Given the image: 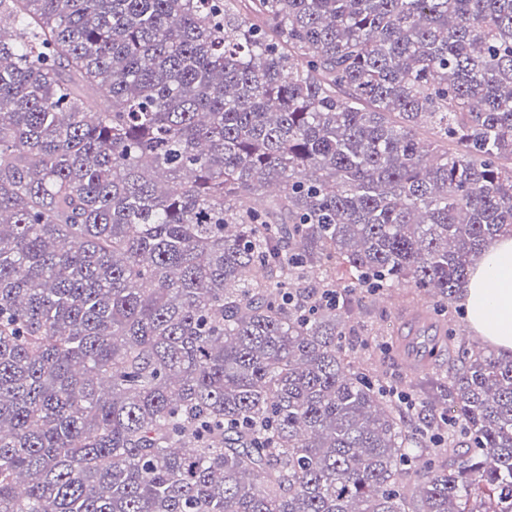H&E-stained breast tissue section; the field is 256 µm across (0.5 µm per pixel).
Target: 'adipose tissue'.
Listing matches in <instances>:
<instances>
[{"label": "adipose tissue", "mask_w": 512, "mask_h": 512, "mask_svg": "<svg viewBox=\"0 0 512 512\" xmlns=\"http://www.w3.org/2000/svg\"><path fill=\"white\" fill-rule=\"evenodd\" d=\"M462 303L485 344L512 353V236L500 237L471 271Z\"/></svg>", "instance_id": "obj_1"}]
</instances>
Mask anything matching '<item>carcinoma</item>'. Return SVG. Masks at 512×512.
Segmentation results:
<instances>
[{
    "instance_id": "cac0c4a2",
    "label": "carcinoma",
    "mask_w": 512,
    "mask_h": 512,
    "mask_svg": "<svg viewBox=\"0 0 512 512\" xmlns=\"http://www.w3.org/2000/svg\"><path fill=\"white\" fill-rule=\"evenodd\" d=\"M235 2L0 0V512H512V355L336 318L512 235V0Z\"/></svg>"
}]
</instances>
